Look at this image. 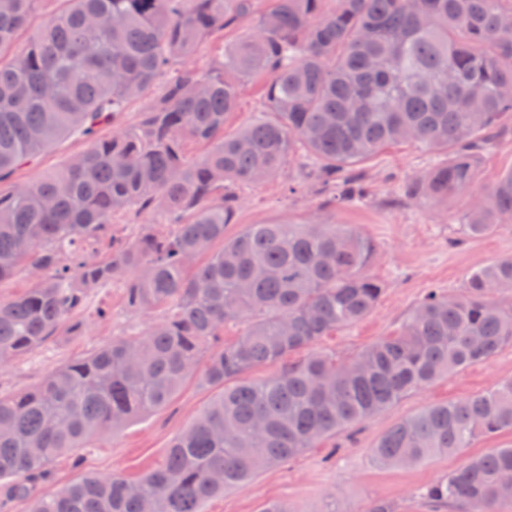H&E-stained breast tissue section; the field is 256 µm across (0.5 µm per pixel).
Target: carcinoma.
Returning a JSON list of instances; mask_svg holds the SVG:
<instances>
[{
    "mask_svg": "<svg viewBox=\"0 0 512 512\" xmlns=\"http://www.w3.org/2000/svg\"><path fill=\"white\" fill-rule=\"evenodd\" d=\"M39 0H0V182L58 140L86 149L17 190L0 192V282L29 272L32 287L0 300V367L80 329L89 294L124 283L135 312L163 316L0 394V493L28 512H200L254 474L368 421L407 394L512 346V257L474 271L464 293H428L399 332L347 361L322 337L376 307L384 285L365 269L373 240L321 218L249 224L224 237L239 191L275 178L304 150L306 167L341 205L359 196L357 166L383 147L444 150L446 164L406 182L440 204L469 192L476 155L512 129V0H270L253 29L200 46L249 18L256 0H59L39 24ZM28 34V49L14 44ZM133 132L118 128L146 98ZM267 78L264 115L231 134L245 83ZM113 127L101 139L102 126ZM205 147L191 159L190 144ZM159 213L132 240L112 224ZM512 223V168L462 224L482 236ZM238 339L214 343L228 323ZM296 361L287 357L300 350ZM220 392L172 439L163 464L131 482L87 476L35 496L57 458L165 407L196 377ZM275 370L260 380L246 375ZM512 430V380L484 394L430 405L392 426L373 448L382 466L458 454ZM512 474V446L473 456L426 490L463 512H496Z\"/></svg>",
    "mask_w": 512,
    "mask_h": 512,
    "instance_id": "cac0c4a2",
    "label": "carcinoma"
}]
</instances>
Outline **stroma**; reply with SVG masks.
<instances>
[{
  "label": "stroma",
  "instance_id": "1",
  "mask_svg": "<svg viewBox=\"0 0 512 512\" xmlns=\"http://www.w3.org/2000/svg\"><path fill=\"white\" fill-rule=\"evenodd\" d=\"M85 147L84 140L64 139L34 164L14 172L0 188L24 185ZM445 160V154L415 144L385 147L359 166L365 197L336 210L326 207L324 195L307 182L301 161H293L274 180L244 189L235 222L225 234L234 236L249 224L301 222L320 214L331 222L355 225L374 241L377 256L369 272L385 285L380 301L369 316L336 330L319 344L337 359H349L378 339L395 335L426 289L461 294L474 270L512 257V224L494 225L485 235L472 238L461 222L471 199L485 195L499 174L512 168V134L479 156L478 180L469 195L433 205L402 194L406 180ZM160 317L157 310L131 312L120 285L96 289L80 315V334L57 337L0 370V394L30 388L65 362L91 354L112 338L145 330ZM507 379H512V346L408 394L375 418L325 439L292 460L259 471L246 488L226 489L222 496L202 503V512H258L269 500L283 502L289 512H372L381 502L392 512H456L428 501L426 487L467 457L512 445V432L480 437L463 453L400 468L380 466L372 450L394 424L426 406L481 394ZM214 393V388L193 379L165 408L56 459L47 479L35 485V492L52 494L89 474L138 480L163 462L173 436Z\"/></svg>",
  "mask_w": 512,
  "mask_h": 512
}]
</instances>
